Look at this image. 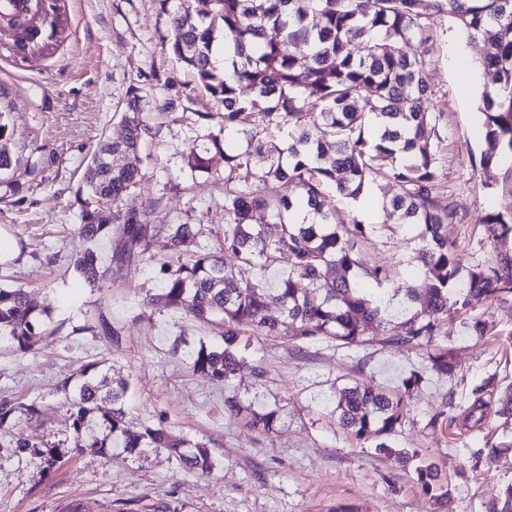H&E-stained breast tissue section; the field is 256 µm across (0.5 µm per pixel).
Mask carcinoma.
<instances>
[{
	"mask_svg": "<svg viewBox=\"0 0 512 512\" xmlns=\"http://www.w3.org/2000/svg\"><path fill=\"white\" fill-rule=\"evenodd\" d=\"M158 3L167 16L170 52L192 74L195 89L218 106L215 115L196 116L220 118L224 132L243 140L230 150L210 132L193 142L185 158L192 173H207L214 157L224 159V238L200 244L184 257L181 247L200 235L195 225L144 224L137 209L127 206L144 197L142 147L160 133V127L136 118L151 100L146 90L132 86L125 104L115 108L119 120L98 142L82 174L78 231L90 247L73 267L94 286L107 279L114 263L129 267L166 255L158 269L159 288L145 294L143 305L160 304L223 327L221 343L202 342L188 353L194 373L230 385L247 363L239 348L243 333L251 328L274 336L287 323L296 340L352 347L387 320L389 344L430 346L444 317L473 301L512 294V255L498 253L466 271L456 261L448 225L456 222L457 210L440 196L445 136L440 114L425 107L426 56L435 42L431 19L447 15L469 37L487 41L481 65L489 81L480 97L487 149L479 165L492 178L497 158L512 154V0H205L206 9L196 16L179 12L174 0ZM288 44L296 51H286ZM364 92L377 121L372 129L356 109ZM109 153L123 156L125 163L109 166ZM256 156L266 159L260 170L253 164ZM379 177L397 188L382 204L381 223L408 226L419 243L421 278L406 293L415 311L403 318L368 288L387 274L367 265L357 249L367 225L351 215L341 218L328 204L331 193L339 201L357 200ZM281 182L299 187L301 199L279 195ZM304 205L313 220L297 224L294 211ZM256 211L267 214L264 223H252ZM479 223L497 240L512 232V212H487ZM105 239L113 240L108 259L100 251ZM279 265L286 270L271 282L242 277L248 266ZM298 278L307 287H297ZM50 323L23 289L0 287V344L25 352L34 337L52 333ZM428 358L439 375L455 370L446 349ZM104 366L90 362L78 379L65 383L75 451L106 454L119 445L134 454L164 448L188 471L205 474L213 468L208 449H189L186 440L160 426L129 433L124 403L129 382L109 375ZM421 381L423 376L413 373L396 392L344 386L335 395L334 412L355 439L386 451L402 423L405 394ZM105 389L112 409L102 412ZM224 405L266 433L279 421L276 407L255 412L234 395ZM23 411L41 415L34 403L0 402V427ZM417 476L425 492L434 490L432 466L417 468Z\"/></svg>",
	"mask_w": 512,
	"mask_h": 512,
	"instance_id": "carcinoma-1",
	"label": "carcinoma"
}]
</instances>
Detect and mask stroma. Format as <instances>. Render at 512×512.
Instances as JSON below:
<instances>
[{"label": "stroma", "mask_w": 512, "mask_h": 512, "mask_svg": "<svg viewBox=\"0 0 512 512\" xmlns=\"http://www.w3.org/2000/svg\"><path fill=\"white\" fill-rule=\"evenodd\" d=\"M42 12L64 40L25 52L12 40L0 43V105L9 109L13 129L0 149L22 185L0 200V287L24 288L37 309L50 311L58 331L36 337L25 353L0 348V400L44 411L38 418L17 415L12 426L0 428V512H65L76 505L85 512H327L341 504L356 512H488L512 485V453H485L494 444L512 446V420L501 412L512 384V296L472 303L467 314L441 322L433 346L453 350L456 362L447 377L430 370V348L388 344L385 324L350 348L327 340L300 343L289 324L275 336L252 335L248 365L233 387L255 410L277 405L280 424L269 434L245 428L225 410L223 385L193 374L186 358L171 353L179 338L193 346L217 343L216 325L143 308L142 297L154 286L148 266H113L108 279L92 287L70 265L86 247L76 230L81 173L132 85L174 102L181 114L149 148L143 172L150 201L139 205L140 220L199 224L211 243L223 237V160L194 177L184 166L193 139L220 129L215 121L193 125L184 113L216 106L194 91L169 54L158 0H43ZM434 29L428 106L441 113L442 192L459 215L448 240L467 268L496 250L512 253V236L496 245L479 225L486 212L512 206V164L498 163L491 180L479 166L483 41L466 39L447 16L435 17ZM346 210L368 226L358 248L369 264L386 270L381 294L403 301L420 278L413 232L363 216L354 203ZM477 319L493 324L494 335L476 336ZM102 360L130 382L128 431L160 423L202 444L214 458L209 474L184 471L154 449L74 455L62 384L83 364ZM256 363L264 377L254 376ZM413 372L423 381L406 394L407 418L392 438L394 448L409 453L407 463L359 444L322 403L347 384L398 389ZM487 379L494 388L484 395L479 420L469 407L475 387ZM18 437L58 444L57 467L46 469L40 455L14 456ZM430 462L441 471L447 503L417 480V467Z\"/></svg>", "instance_id": "1"}]
</instances>
